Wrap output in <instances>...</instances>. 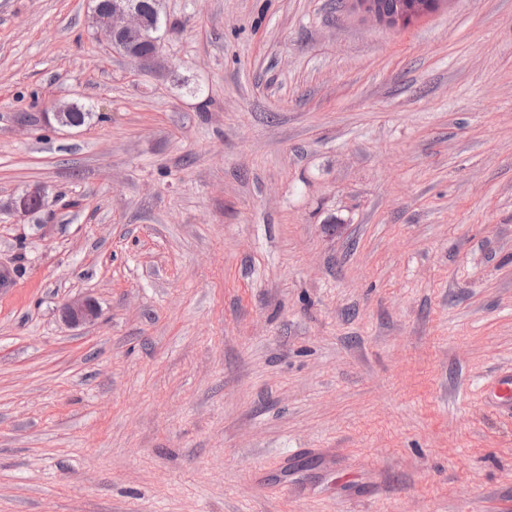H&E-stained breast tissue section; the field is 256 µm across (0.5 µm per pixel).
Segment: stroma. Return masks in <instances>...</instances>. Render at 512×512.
<instances>
[{"label":"stroma","mask_w":512,"mask_h":512,"mask_svg":"<svg viewBox=\"0 0 512 512\" xmlns=\"http://www.w3.org/2000/svg\"><path fill=\"white\" fill-rule=\"evenodd\" d=\"M161 14L0 0V512H512V0ZM92 7V25L96 34H104L114 48L127 52L145 70H155L161 65L156 23L150 25L144 13L132 0H94ZM142 30L149 32L145 36L147 45L135 49L123 50L122 36L129 31ZM124 41L130 45H142V35L131 32L124 35ZM453 0H405L396 9H390L384 0H343L344 10L357 14L371 27L385 30L404 28L408 18H425L441 8H448ZM72 104H67L58 107L55 112H52L53 119L55 122L61 126L71 129H76L74 125L82 127L92 118V112L82 105H74L73 109L68 116L70 121L74 123V125L70 124L67 119H65V115L71 109ZM46 198L47 187L43 184H34L23 188L8 207L18 219L23 220L41 211ZM62 315L67 324L79 326L93 322L98 316V309L89 298H80L66 303Z\"/></svg>","instance_id":"35a3bbf8"}]
</instances>
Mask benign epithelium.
<instances>
[{
	"instance_id": "1",
	"label": "benign epithelium",
	"mask_w": 512,
	"mask_h": 512,
	"mask_svg": "<svg viewBox=\"0 0 512 512\" xmlns=\"http://www.w3.org/2000/svg\"><path fill=\"white\" fill-rule=\"evenodd\" d=\"M453 0H403L396 9L389 8L384 0H342L344 10L358 15L371 27L399 30L409 18H425L447 8ZM92 25L96 33L105 35L112 47L122 48V36L133 30L147 32L146 45L127 50L128 55L146 70L161 65L156 25L149 24L134 0H94ZM47 187L34 184L23 188L9 204L10 211L20 220L30 217L45 206ZM64 321L71 326L93 322L98 316L96 304L88 298L66 303L62 308Z\"/></svg>"
}]
</instances>
